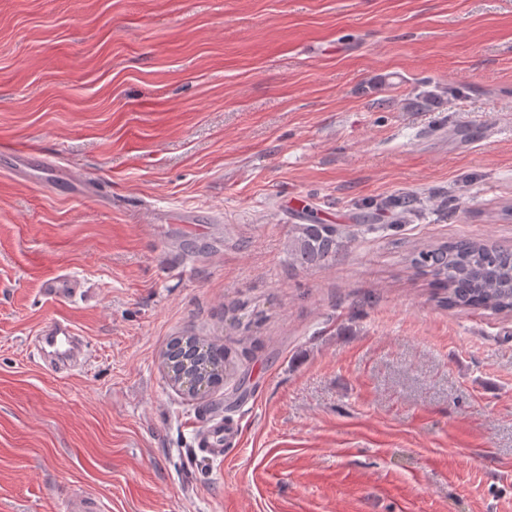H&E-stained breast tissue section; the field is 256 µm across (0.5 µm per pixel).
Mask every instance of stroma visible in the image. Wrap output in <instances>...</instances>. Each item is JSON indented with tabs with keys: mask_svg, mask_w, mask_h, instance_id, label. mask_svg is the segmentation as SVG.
Instances as JSON below:
<instances>
[{
	"mask_svg": "<svg viewBox=\"0 0 512 512\" xmlns=\"http://www.w3.org/2000/svg\"><path fill=\"white\" fill-rule=\"evenodd\" d=\"M306 218L348 254L293 264ZM459 238L512 248V0H0V512H512V315L407 261ZM60 317L67 369L29 345ZM179 336L223 387L168 382ZM78 281L70 275L48 276L43 281L44 295L52 301L65 302L77 296ZM178 338L173 339L169 344L170 348L166 353V359L176 369H187L188 371L197 373L199 377L205 378L212 384L207 386L196 384L195 391L198 388L203 390L205 387L211 391L218 386L220 382L224 381V375H227L232 363V352L229 347L225 344L214 342H200L191 336ZM189 342L194 343L199 348L194 356L187 357L180 353L171 355V351L174 347H177L180 343L187 345ZM229 435L230 432L225 431L224 419L212 420L197 430L194 450L206 458L224 459V446L229 442ZM106 509L101 500L92 494L72 493L66 502V512H104Z\"/></svg>",
	"mask_w": 512,
	"mask_h": 512,
	"instance_id": "35a3bbf8",
	"label": "stroma"
}]
</instances>
